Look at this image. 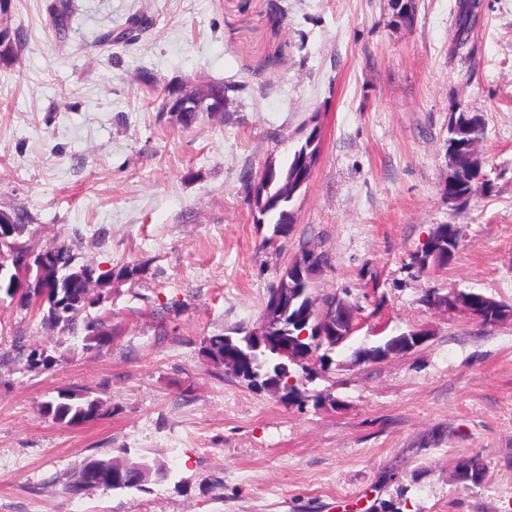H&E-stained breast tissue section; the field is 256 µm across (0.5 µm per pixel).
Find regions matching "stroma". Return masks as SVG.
I'll use <instances>...</instances> for the list:
<instances>
[{"label": "stroma", "instance_id": "obj_1", "mask_svg": "<svg viewBox=\"0 0 512 512\" xmlns=\"http://www.w3.org/2000/svg\"><path fill=\"white\" fill-rule=\"evenodd\" d=\"M8 0L24 33L0 64V209L36 216L35 242L68 239L104 272L112 341L57 347L32 311L0 300V354L16 341L52 365H0V512H512V321L429 308L454 288L512 305V0H483L463 49L457 0ZM151 24L110 48L130 19ZM151 73L153 83L142 80ZM223 83L221 115L180 121L166 87ZM483 116L491 188L449 205L448 125ZM321 151L287 237L255 223L247 178L285 163L310 120ZM460 230L450 269L412 256ZM327 253L318 294L357 303L349 339L313 363L295 400L216 371L205 341L257 326L302 245ZM409 328L427 342L379 362L357 350ZM89 390L109 411L72 427L42 406ZM118 448L164 464L146 491L64 489ZM481 457L480 485L458 465ZM144 273L145 268L143 264L129 262L122 265L116 273L111 269L106 273L98 275L97 280L106 287L112 284V279L118 281H133L139 279Z\"/></svg>", "mask_w": 512, "mask_h": 512}]
</instances>
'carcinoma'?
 I'll use <instances>...</instances> for the list:
<instances>
[{"instance_id": "cac0c4a2", "label": "carcinoma", "mask_w": 512, "mask_h": 512, "mask_svg": "<svg viewBox=\"0 0 512 512\" xmlns=\"http://www.w3.org/2000/svg\"><path fill=\"white\" fill-rule=\"evenodd\" d=\"M480 0H469V4L457 5L458 24L454 34L459 46L465 45L481 19ZM8 14V0H0V62L8 64L16 59L23 41V35L17 29L3 21L1 16ZM475 116L469 112H460L448 127V155L454 158L448 166V199L460 206L470 200L471 186L474 180L483 176L484 164L471 160L463 146L470 142L481 141L485 135V122H474ZM293 208V204L273 205L269 209L267 222L273 225V231L283 236L293 228L291 224L282 223L284 212ZM14 224L10 232L0 235V293L11 300L32 309L40 318L44 330L56 337L55 344L64 346L71 339L83 336V341L90 349L105 346L112 341V328L108 325L109 311L105 310L95 316L90 309L103 302L105 295L85 287L86 280L93 274V269L77 261V257L66 241L57 243L50 250H33L19 242L31 232L30 224L34 217L25 209L12 211ZM459 230L446 227L445 231L435 230L423 244L420 252L413 257L420 269L434 268L446 270L454 260L459 249ZM145 273L144 265L129 262L118 271L112 270L97 276V280L108 286L112 281H133ZM305 300L294 302V308L285 316L282 325L290 328V339L294 342L293 357L287 358L266 347L256 348L248 336H228L218 334L205 342V354L216 366L224 365V350L232 347L242 357V368L237 378L249 387L265 388L273 378L280 379V388L287 395L301 397L302 391L296 384H289L292 378L290 366L304 367L317 359L324 361L327 354L320 353L321 348L332 350L331 345L320 346L315 343L311 325L298 324L290 317L297 312ZM308 335H301L302 331ZM14 361L26 370L49 367L51 357L37 349L28 348L24 343L14 345ZM43 412L56 424L76 426L101 417L106 412V402L91 391L61 392L56 398L43 406ZM92 466L102 468L108 476L126 475L137 467L143 466L151 476L165 481L171 471L162 464L150 462L144 457L131 458L125 449L119 455L91 456L85 458L79 466L67 476L65 490L72 496L87 490L86 471ZM484 469L479 457H471L458 465V480L464 486L475 484L476 474Z\"/></svg>"}]
</instances>
